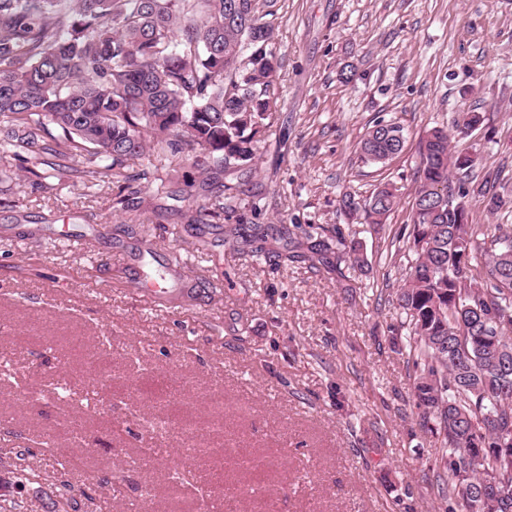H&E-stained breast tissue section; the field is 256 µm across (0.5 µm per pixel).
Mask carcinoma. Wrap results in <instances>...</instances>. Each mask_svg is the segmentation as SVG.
Instances as JSON below:
<instances>
[{"instance_id": "carcinoma-1", "label": "carcinoma", "mask_w": 512, "mask_h": 512, "mask_svg": "<svg viewBox=\"0 0 512 512\" xmlns=\"http://www.w3.org/2000/svg\"><path fill=\"white\" fill-rule=\"evenodd\" d=\"M274 40L256 0H0V117L24 127L0 155H50L45 178L60 179L80 172L90 145L103 162L96 174L118 180L148 134L175 152H196L204 168L249 170L275 105ZM50 124L70 149L46 140ZM406 143L402 125L377 121L360 142L361 159L383 164ZM416 153L408 277L397 293L416 405L423 427L448 449V512H512V233L498 227L480 249L468 196L492 210L507 200L491 191L488 175L467 182L471 165L449 149L447 129H429ZM240 186L224 185L227 195L209 199L200 217L221 218ZM340 206L380 228L396 196L384 186L365 200L346 195ZM269 231L228 225L224 243L249 245ZM278 233L290 260L320 263L334 240L361 263L338 225L309 224L299 238ZM480 255L483 283L472 274ZM490 473L496 492L482 483Z\"/></svg>"}]
</instances>
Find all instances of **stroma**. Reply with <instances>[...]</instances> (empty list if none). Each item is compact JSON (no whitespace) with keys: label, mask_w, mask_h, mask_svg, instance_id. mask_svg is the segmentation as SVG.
<instances>
[{"label":"stroma","mask_w":512,"mask_h":512,"mask_svg":"<svg viewBox=\"0 0 512 512\" xmlns=\"http://www.w3.org/2000/svg\"><path fill=\"white\" fill-rule=\"evenodd\" d=\"M258 4L276 28L277 108L229 220L338 224L365 265L291 262L281 241L225 246V222H198L197 205L235 175L152 141L119 183L39 188L38 158L0 160V476L21 459L41 472L0 490L16 512H54L48 440L76 461L75 512H198L197 489L236 482L242 456L252 493L210 499L211 512L448 510L444 450L419 423L409 347L391 331L419 133L480 113L450 146L512 198V0ZM380 119L409 140L363 163L359 142ZM385 183L397 204L370 233L338 201ZM153 270L171 297L142 288ZM186 414L223 461L183 453Z\"/></svg>","instance_id":"1"}]
</instances>
